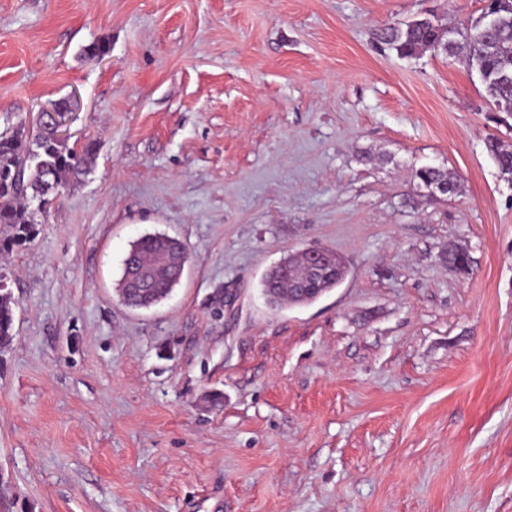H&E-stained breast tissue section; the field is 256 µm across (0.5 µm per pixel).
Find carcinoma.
Segmentation results:
<instances>
[{
  "label": "carcinoma",
  "mask_w": 512,
  "mask_h": 512,
  "mask_svg": "<svg viewBox=\"0 0 512 512\" xmlns=\"http://www.w3.org/2000/svg\"><path fill=\"white\" fill-rule=\"evenodd\" d=\"M487 9L500 18L491 30L486 29L481 15L465 26H447L425 16L402 25H388L376 33V40L401 57H415L426 50L463 56L478 73L492 108L511 117L512 0H489ZM500 144V139H492L488 149L501 176L512 183V153L502 150ZM95 160L94 142L77 150L45 126L0 134V251L33 240L36 215L44 213L75 179L86 174ZM415 178L433 195L448 199L462 193L458 179L442 167L423 166L415 171ZM187 261L186 249L179 240L161 234L139 237L123 260L116 286L120 300L139 309L158 304L178 284ZM308 271L301 254L271 269L263 281L270 303L289 299L295 305L310 304L336 288L334 277L309 282ZM303 282L308 283L309 291L298 290ZM13 305L11 293L0 292V349L13 341Z\"/></svg>",
  "instance_id": "obj_1"
}]
</instances>
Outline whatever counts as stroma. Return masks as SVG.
<instances>
[{
  "instance_id": "1",
  "label": "stroma",
  "mask_w": 512,
  "mask_h": 512,
  "mask_svg": "<svg viewBox=\"0 0 512 512\" xmlns=\"http://www.w3.org/2000/svg\"><path fill=\"white\" fill-rule=\"evenodd\" d=\"M482 6L0 0V133L73 103L71 143L98 144L0 252V512H512V184L487 148L512 128L463 58L375 39ZM426 165L462 194L431 198ZM147 233L190 261L134 310L114 288ZM310 247L343 283L270 306ZM415 178L417 184L429 190L433 197L438 198L439 193L443 198L441 200L458 196L462 193L461 183L458 179L448 173L447 169L437 166H423L416 170ZM328 254L334 258L336 265L340 270V278L336 280V277L334 276L328 279H319L317 282L311 283L308 281L309 268L303 254L298 256H289L284 259L281 265L272 268L263 281V291L270 303L282 304V298L285 302H288L289 290L290 300L293 304H310L336 288L339 285L338 284L336 286V283L340 281L342 282L346 276V266L343 260L336 254L331 252H328ZM342 266H345V271ZM303 282L308 283L306 288L313 289L307 292L294 289L300 288L299 284ZM14 301L8 291L0 292V349L7 348L14 337Z\"/></svg>"
}]
</instances>
